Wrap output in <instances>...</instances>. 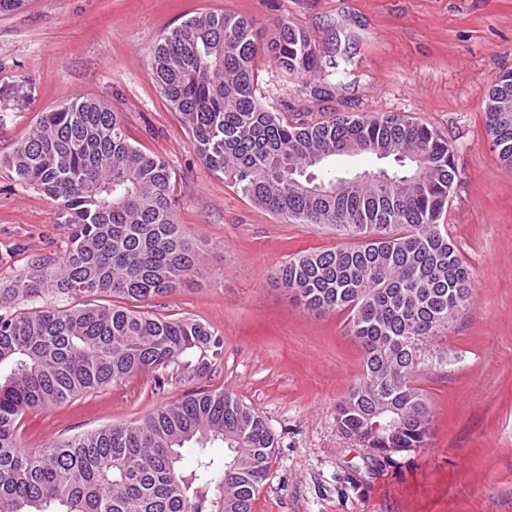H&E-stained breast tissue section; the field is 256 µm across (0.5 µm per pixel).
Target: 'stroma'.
I'll return each instance as SVG.
<instances>
[{
    "instance_id": "1",
    "label": "stroma",
    "mask_w": 512,
    "mask_h": 512,
    "mask_svg": "<svg viewBox=\"0 0 512 512\" xmlns=\"http://www.w3.org/2000/svg\"><path fill=\"white\" fill-rule=\"evenodd\" d=\"M205 10L247 17L263 42L283 19L316 44L323 70L307 79L258 55L268 111L306 120L401 113L455 146L442 221L474 288L415 377L431 402L423 447L383 462L341 433L336 405L360 378L365 351L345 314L307 311L273 279L288 259L343 245L344 236L329 224L284 222L237 193L203 164L158 91L151 49ZM505 70L512 0H28L0 11V290L70 246L57 202L17 184L5 160L42 112L95 97L171 167L177 219L198 255L191 279L140 310L191 318L223 341L201 376L175 375L159 389L141 373L26 411L20 444L40 449L224 390L275 435L254 512H512V169L492 150L484 120L487 89Z\"/></svg>"
}]
</instances>
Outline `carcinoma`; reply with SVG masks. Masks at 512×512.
<instances>
[{"label":"carcinoma","instance_id":"1","mask_svg":"<svg viewBox=\"0 0 512 512\" xmlns=\"http://www.w3.org/2000/svg\"><path fill=\"white\" fill-rule=\"evenodd\" d=\"M267 51L293 77L322 68L318 48L292 23L276 24ZM258 52L247 19L213 11L164 34L149 63L208 169L286 222L331 224L357 239L291 259L275 279L311 312H348L365 363L336 423L387 460L424 445L430 402L413 376L428 341L472 296L470 267L440 223L457 178L454 148L395 113L290 121L269 112L256 96ZM493 86L485 127L511 166L512 71ZM362 155L394 166L333 167ZM6 164L21 185L59 203L71 248L58 265L40 259L14 282L11 293L42 306L0 316V512H253L275 437L229 392L189 396L37 451L19 444L25 410L141 372L162 386L171 366L199 376L223 340L195 320L119 304L169 293L197 266L173 209L171 168L134 144L112 105L88 98L42 113ZM58 296L83 302L62 307ZM216 442L220 458L204 453Z\"/></svg>","mask_w":512,"mask_h":512}]
</instances>
